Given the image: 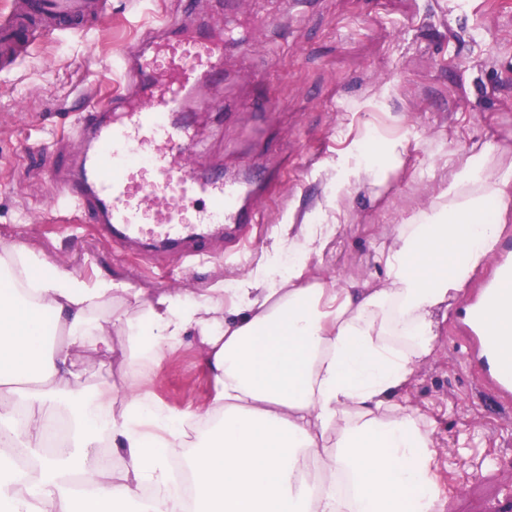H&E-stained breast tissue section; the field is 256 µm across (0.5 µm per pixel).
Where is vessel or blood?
I'll return each mask as SVG.
<instances>
[{
    "instance_id": "b4317fda",
    "label": "vessel or blood",
    "mask_w": 512,
    "mask_h": 512,
    "mask_svg": "<svg viewBox=\"0 0 512 512\" xmlns=\"http://www.w3.org/2000/svg\"><path fill=\"white\" fill-rule=\"evenodd\" d=\"M87 0H17L0 14V74L11 73L35 44L66 34L83 35ZM179 0L149 36V53L124 57L120 65L133 86L108 110L79 118L80 175L61 180L57 203L73 202L108 236L125 243L149 242L184 260L201 256L219 234L245 239L258 221L252 206L268 179L248 172L228 180L222 173L191 166L193 135L187 112H207L199 88L220 78L226 41L237 23L219 36L187 28ZM493 280L469 305L470 349L489 392L512 401V345L487 324L488 307L512 318V246L498 248Z\"/></svg>"
}]
</instances>
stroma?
<instances>
[{"mask_svg":"<svg viewBox=\"0 0 512 512\" xmlns=\"http://www.w3.org/2000/svg\"><path fill=\"white\" fill-rule=\"evenodd\" d=\"M176 2L153 0L137 12L132 0H109L107 17L91 18L83 36L37 45L0 75V245L25 244L48 265L123 281L147 300L169 291L193 299L260 267L282 273L297 258L310 279L377 286L385 273L376 247L429 204L447 162L490 145L512 162V0H191L189 26L242 20L224 49L223 82L205 90L217 109L198 117L191 158L228 179L249 169L275 177L257 201L252 244H217L192 264L122 246L93 219L52 208V170L62 163L77 172L72 129L82 105L108 106L125 88L116 58ZM259 99L275 103L268 117L254 113ZM374 135L408 140L403 171L384 187L355 184L337 195V163ZM332 196L339 227L323 257L273 248L282 224L324 223L321 205ZM463 309L459 301L449 310L408 398L433 432L451 512H512V407L481 389L460 339ZM79 353L86 407L108 386L120 413L133 385L175 415H204L212 404L214 383L194 341L166 351L140 386L90 348Z\"/></svg>","mask_w":512,"mask_h":512,"instance_id":"stroma-1","label":"stroma"}]
</instances>
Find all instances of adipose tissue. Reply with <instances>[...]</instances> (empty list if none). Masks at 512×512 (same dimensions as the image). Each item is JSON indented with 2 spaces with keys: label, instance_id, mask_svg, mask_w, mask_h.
<instances>
[{
  "label": "adipose tissue",
  "instance_id": "obj_1",
  "mask_svg": "<svg viewBox=\"0 0 512 512\" xmlns=\"http://www.w3.org/2000/svg\"><path fill=\"white\" fill-rule=\"evenodd\" d=\"M406 139L377 140L337 165L336 191L396 176ZM495 148L457 159L428 207L394 225L376 251L383 287L308 282L305 264L278 281L238 280L232 307L211 288L193 300H143L125 283L50 267L22 245L0 247V512H447L431 432L407 391L433 352L450 306L485 267L512 212V163ZM131 318L97 320L114 301ZM194 337L215 385V433L189 460L192 503L173 488L170 457L184 447L186 416L132 396L111 419L118 472L81 464L100 432L78 400L74 351L128 369L136 383L164 350ZM71 409L68 443L42 453L59 403ZM7 448L29 450L23 480Z\"/></svg>",
  "mask_w": 512,
  "mask_h": 512
}]
</instances>
